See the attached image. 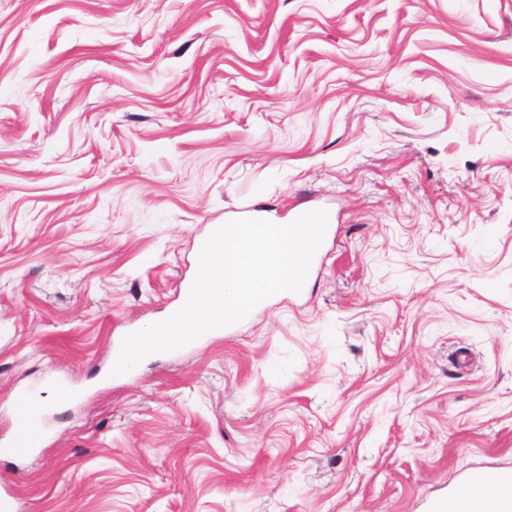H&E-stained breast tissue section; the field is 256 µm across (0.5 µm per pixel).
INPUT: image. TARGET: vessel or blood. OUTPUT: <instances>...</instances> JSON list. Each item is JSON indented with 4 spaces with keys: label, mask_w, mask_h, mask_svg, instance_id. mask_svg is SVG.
Segmentation results:
<instances>
[{
    "label": "vessel or blood",
    "mask_w": 512,
    "mask_h": 512,
    "mask_svg": "<svg viewBox=\"0 0 512 512\" xmlns=\"http://www.w3.org/2000/svg\"><path fill=\"white\" fill-rule=\"evenodd\" d=\"M12 408L15 434L11 440L0 444V453L25 457L44 442L47 408L26 390L15 393Z\"/></svg>",
    "instance_id": "obj_1"
}]
</instances>
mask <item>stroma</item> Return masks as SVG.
Wrapping results in <instances>:
<instances>
[{
    "mask_svg": "<svg viewBox=\"0 0 512 512\" xmlns=\"http://www.w3.org/2000/svg\"><path fill=\"white\" fill-rule=\"evenodd\" d=\"M326 210L301 293L93 385L211 225ZM80 396L61 403L50 379ZM16 512H431L512 475V0H0ZM15 434L1 443L0 454L25 457L39 448L45 439L48 408L27 390H19L12 400Z\"/></svg>",
    "mask_w": 512,
    "mask_h": 512,
    "instance_id": "obj_1",
    "label": "stroma"
}]
</instances>
